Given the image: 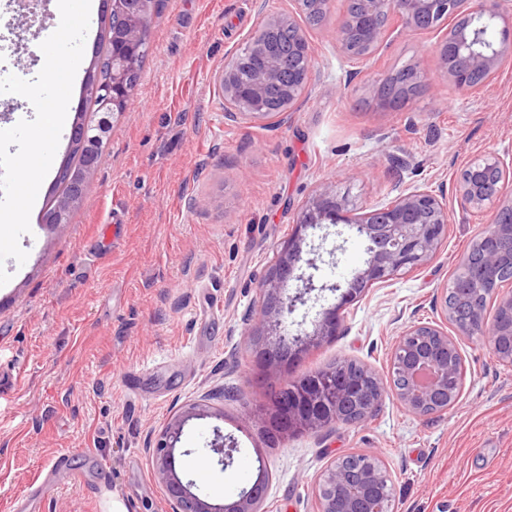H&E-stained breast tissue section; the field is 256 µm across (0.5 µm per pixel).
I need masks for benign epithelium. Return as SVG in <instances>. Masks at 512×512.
<instances>
[{
    "mask_svg": "<svg viewBox=\"0 0 512 512\" xmlns=\"http://www.w3.org/2000/svg\"><path fill=\"white\" fill-rule=\"evenodd\" d=\"M109 13L120 16L121 25L111 35L112 56L110 77L96 82L92 91L98 100L99 119L91 127L79 117L69 138V146H78L84 164L70 171L75 190L59 201L56 212L45 217L43 224L57 229L67 223V216L84 201V188L97 171L100 143L112 132V118L130 110L135 90L129 88L131 58L142 39L146 14L154 0H106ZM298 13L309 17L326 14L328 0H294ZM353 8L336 30V44L349 59H364L373 54L393 31L418 34L448 30L438 44L442 74L460 91H472L492 81L501 57L512 51V33L502 30L500 39L487 40L485 32L493 21L509 10V0H352ZM286 29L292 35L288 48V66L267 63L273 53L276 35ZM315 76L314 49L305 29L295 14L268 18L252 34L239 52L224 61L220 82L224 87V112L232 119L265 122L276 114L288 111L308 91ZM280 93L277 112H266V100L272 90ZM512 173L494 154H486L465 166L457 176L456 191L462 206L482 210L490 204L496 210L473 257L464 255L459 265L472 266L488 278L508 265L512 267V250L504 252L499 240L512 241V196H504L505 183ZM350 200L340 195L335 185L326 184L315 192L303 207L291 236L281 247L277 262L271 267L261 290L260 325L249 337L253 352L266 377L278 385L272 405L271 421L278 426L282 438H288L294 423L301 421L307 430L319 429L332 416L360 424L371 417V402L365 395L361 379L348 377L341 387L329 389L309 375L302 377L308 393L298 396L281 383L292 360L336 335L340 311L357 301L364 292L360 284L381 285L397 275L418 269L439 252L448 230V205L443 195L415 187L401 194L393 203L359 214L351 221L358 237L368 245L365 267L354 274L346 285L320 283L312 270L317 268L311 258L314 246L307 232L324 224L346 221ZM297 282V292L287 293L286 284ZM330 290L340 293L335 305L319 311L311 330L296 334L282 331L298 307L304 306L314 292ZM495 312L490 324L493 350L500 362L512 366V293L492 291ZM441 317L455 327L451 336L441 325L412 322L401 328L394 345L393 359L398 382H389L388 389L409 414L427 416L448 411L457 402L459 392L448 391V371L463 369L457 337L471 336L483 330L486 323L487 300H472L459 306L448 297L443 287L440 298ZM463 310L466 323L457 322ZM224 418V413L203 402L180 408L167 425L147 442L155 478L163 486L173 512H261L268 476L264 468L252 486L231 502L212 503L194 492L195 484L184 480L177 465V444L184 426L192 419ZM211 451L218 463L233 459L236 443L224 437L221 428H213ZM365 464L352 468L348 458H337L318 477L315 494L319 512H378L374 502L384 495L390 482L382 455L361 451Z\"/></svg>",
    "mask_w": 512,
    "mask_h": 512,
    "instance_id": "7a95c632",
    "label": "benign epithelium"
}]
</instances>
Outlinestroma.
I'll use <instances>...</instances> for the list:
<instances>
[{"label":"stroma","instance_id":"obj_1","mask_svg":"<svg viewBox=\"0 0 512 512\" xmlns=\"http://www.w3.org/2000/svg\"><path fill=\"white\" fill-rule=\"evenodd\" d=\"M347 5L330 0L325 22L307 27L318 75L267 127L225 117L217 76L262 14L287 12L289 0H266L261 11L255 0H162L133 108L116 119L83 204L55 232L33 210L20 238L25 263H4L0 512H111L116 497L128 512H170L146 444L201 400L224 419L190 422L178 463L211 502L236 498L263 469L262 512H317V476L341 455L377 450L393 512H512V367L487 336L459 338L466 376L447 413L415 416L391 396L367 423L276 442L256 415L271 404L248 346L261 285L323 183L358 209L427 186L446 198L450 224L433 260L346 306L337 335L291 367L292 379L339 357L387 376L401 327L436 319V296L492 218L489 208L462 213L456 174L487 153L512 168V52L474 94L441 76L432 34L392 36L349 62L336 48ZM105 10L98 0L90 12L72 120ZM23 12L19 0H0V78H36L29 61L42 58L59 17L56 0L27 28ZM410 66L423 89L381 107L367 84ZM390 153L410 158L401 176L388 171ZM309 240L321 281L344 282L365 266L366 243L347 226H323ZM217 425L237 443L226 466L209 449ZM63 455L65 472L52 475Z\"/></svg>","mask_w":512,"mask_h":512}]
</instances>
